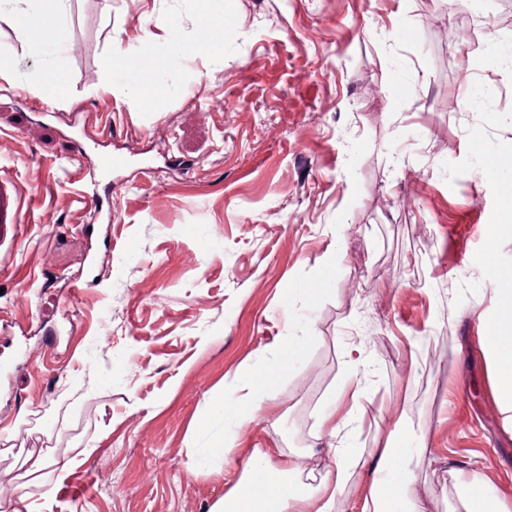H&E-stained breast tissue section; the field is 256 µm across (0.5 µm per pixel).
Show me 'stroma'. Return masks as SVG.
<instances>
[{
    "instance_id": "1",
    "label": "stroma",
    "mask_w": 512,
    "mask_h": 512,
    "mask_svg": "<svg viewBox=\"0 0 512 512\" xmlns=\"http://www.w3.org/2000/svg\"><path fill=\"white\" fill-rule=\"evenodd\" d=\"M511 6L472 0L473 39L446 46L457 0H69L59 50L0 23V174L25 211L0 246V501L209 512L252 451L303 456L308 489L345 448L333 512H361L380 448L422 440L424 512H454L476 456L512 512L484 334L489 267L512 271V30L482 29ZM209 14L215 58L187 50ZM143 30L136 65L166 95L133 111L107 59ZM46 63L66 77L50 107L29 91ZM115 155L131 164L92 216L80 171ZM253 371L261 407L227 418ZM226 433L219 473L205 450Z\"/></svg>"
}]
</instances>
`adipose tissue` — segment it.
I'll return each mask as SVG.
<instances>
[{
	"label": "adipose tissue",
	"instance_id": "obj_1",
	"mask_svg": "<svg viewBox=\"0 0 512 512\" xmlns=\"http://www.w3.org/2000/svg\"><path fill=\"white\" fill-rule=\"evenodd\" d=\"M0 22L15 26L20 37L43 46L60 45L65 35L67 14L65 5H58L52 13L40 12L36 6L27 9L0 7ZM425 444L417 443L402 449V462H395L392 449L379 454V463L372 472L370 491L364 499L363 512H388L389 501L401 505L400 512H423L412 493L415 473L408 463L420 458ZM300 458L288 461L287 468L271 466L267 454L253 451L249 467L236 480L229 493L217 500L210 512H332L337 491L345 486L351 473L344 462H337L313 492L295 488L290 478L301 473ZM455 490L461 512H502L492 489L486 488L480 474L471 473L458 478Z\"/></svg>",
	"mask_w": 512,
	"mask_h": 512
}]
</instances>
